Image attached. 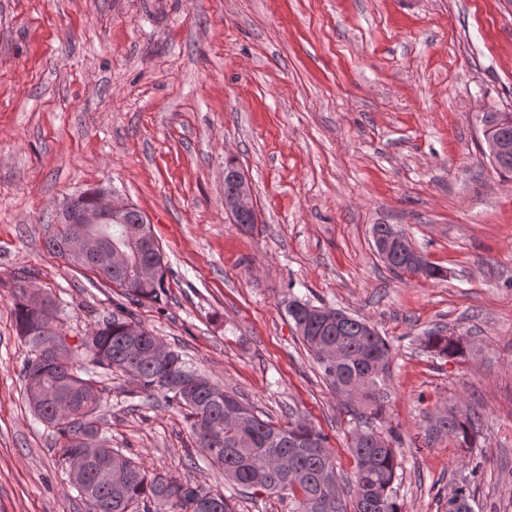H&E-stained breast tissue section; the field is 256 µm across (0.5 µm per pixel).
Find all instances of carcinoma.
<instances>
[{
  "mask_svg": "<svg viewBox=\"0 0 512 512\" xmlns=\"http://www.w3.org/2000/svg\"><path fill=\"white\" fill-rule=\"evenodd\" d=\"M143 220L133 206L124 223L91 227L101 250L98 257L75 258L63 228L55 230L48 247L73 266L101 274L130 301L156 302L165 292L167 268L154 236H131L130 230ZM386 265L398 277H444L443 270L428 261L410 264L402 248ZM283 304L323 381L350 402L348 412L355 418L350 448L356 461L352 508L339 492L328 437L305 418L291 413L282 425L262 419L237 395L188 368L176 351H166V363H159L153 351L162 342L121 302L83 341L91 362L85 366L59 332L40 333L42 317L21 287L15 317L30 352L22 370L26 399L33 413L59 435L68 471H85L86 488L78 497L94 512H236L231 498L199 484L177 483L102 443L97 413L105 387L99 377L115 370L132 378L147 397L188 411L197 454L222 464L224 479L241 494H284L293 512H402L394 487L401 467L393 448L397 437L392 429L383 434L374 427L385 419L381 383L389 369L390 345L364 318L343 312L336 321L332 315L337 310L293 296ZM466 340L431 330L424 345L442 358L455 359L465 355ZM481 425L482 417L473 408L452 406L431 431L470 448ZM106 454L112 455V471L119 473L114 483L99 467V457Z\"/></svg>",
  "mask_w": 512,
  "mask_h": 512,
  "instance_id": "1",
  "label": "carcinoma"
}]
</instances>
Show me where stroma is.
<instances>
[{
  "label": "stroma",
  "mask_w": 512,
  "mask_h": 512,
  "mask_svg": "<svg viewBox=\"0 0 512 512\" xmlns=\"http://www.w3.org/2000/svg\"><path fill=\"white\" fill-rule=\"evenodd\" d=\"M510 108L512 0H0V512H88L24 399L14 279L56 301L72 349L111 317L120 293L46 247L93 188L147 218L166 292L128 309L189 367L272 421L306 417L348 481L351 416L281 301L365 318L392 348L403 512H448L465 476L474 512H512V174L481 123ZM230 158L251 228L224 210ZM376 224L443 277L392 274ZM433 329L471 351H426ZM103 384L110 447L232 495L222 467L189 462L185 410L118 372ZM458 401L483 415L474 446L427 441V413ZM235 191L234 196L231 198L230 203L225 202V208L230 213L232 218L234 215H238L244 212L254 210V204L252 199V187L246 176L241 170H235Z\"/></svg>",
  "instance_id": "obj_1"
}]
</instances>
